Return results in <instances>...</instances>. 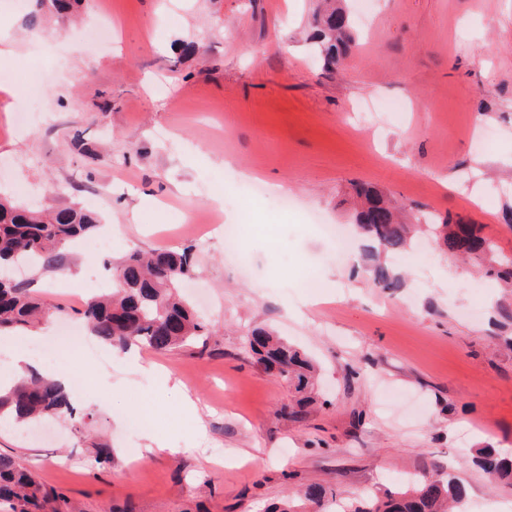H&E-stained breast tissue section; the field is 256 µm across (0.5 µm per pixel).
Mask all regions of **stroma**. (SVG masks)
Wrapping results in <instances>:
<instances>
[{
  "mask_svg": "<svg viewBox=\"0 0 512 512\" xmlns=\"http://www.w3.org/2000/svg\"><path fill=\"white\" fill-rule=\"evenodd\" d=\"M33 0H0V192L29 203L78 201L102 213L112 249L66 250L63 269L24 277L55 309L49 335L77 326L81 300L131 250L195 248L188 299L215 329L206 346L135 345L58 352L81 384L88 436L49 419L0 430L59 512H268L310 484L367 491L453 470L464 512H512L474 449L512 448V294L450 260L399 263L404 286H374L361 257L337 258L310 225H351V185L405 203L407 221L445 215L481 225L512 256V0H351L359 44L333 71L306 40L315 0H90L76 24H24ZM196 49L179 55L181 42ZM40 96L25 94L28 69ZM407 102V123L373 128L368 99ZM44 112L18 129L16 116ZM284 184L295 205L254 198L248 176ZM228 194L220 228L185 223ZM257 327L277 331L319 367L314 403L284 412L287 381L250 353ZM167 371L196 404L159 382ZM167 453L131 463L143 433L137 401ZM112 461L93 466V443Z\"/></svg>",
  "mask_w": 512,
  "mask_h": 512,
  "instance_id": "35a3bbf8",
  "label": "stroma"
}]
</instances>
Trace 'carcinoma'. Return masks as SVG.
Instances as JSON below:
<instances>
[{
	"label": "carcinoma",
	"instance_id": "carcinoma-1",
	"mask_svg": "<svg viewBox=\"0 0 512 512\" xmlns=\"http://www.w3.org/2000/svg\"><path fill=\"white\" fill-rule=\"evenodd\" d=\"M82 2L35 0L25 25L40 30L49 17L65 18ZM310 26L311 45L328 69L341 64L357 45L358 34L338 0H323L312 14ZM354 193L360 199L354 221L370 248L392 257L406 252L410 228L399 220V208L372 186L356 184ZM100 226V214L78 203L45 209L0 196V269L32 264L54 269L62 263L70 244L95 233ZM432 229L446 251L474 260L483 277L512 288V257L500 253L494 239L483 234L481 227L448 215ZM195 271L190 246L179 251L132 252L116 267L112 292L86 300L80 315L91 333L113 349L124 350L139 343L167 351L196 344L211 335L210 325L179 293L181 283ZM372 276L375 285L384 290L402 287L401 277L385 262L373 266ZM51 315L27 282L19 280L0 289V334L21 335ZM249 345L259 362L277 370L296 393L306 392L314 365L302 351L265 329L252 331ZM73 411L71 395L36 372L24 373L9 390L0 391L1 424L35 426L47 417H70ZM473 461L492 481L512 485V460L500 457L495 449H476ZM465 497V486L451 473L425 477L405 489L368 493L354 508L344 505L323 485L304 490L311 512H452ZM60 498L17 457L0 453V504L7 505L9 512H58L55 503Z\"/></svg>",
	"mask_w": 512,
	"mask_h": 512
}]
</instances>
